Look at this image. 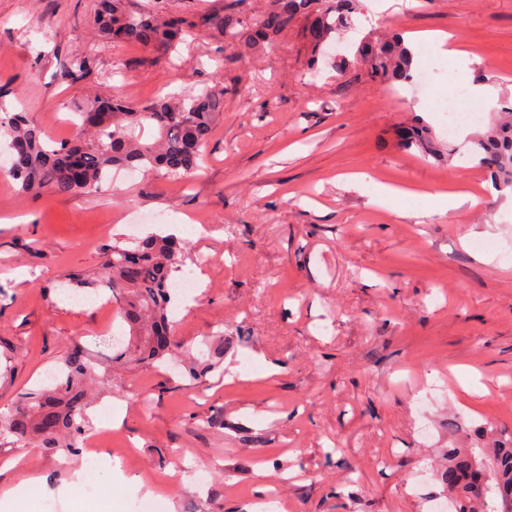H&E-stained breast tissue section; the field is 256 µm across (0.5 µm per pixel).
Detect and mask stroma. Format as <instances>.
I'll return each instance as SVG.
<instances>
[{
	"label": "stroma",
	"instance_id": "obj_1",
	"mask_svg": "<svg viewBox=\"0 0 512 512\" xmlns=\"http://www.w3.org/2000/svg\"><path fill=\"white\" fill-rule=\"evenodd\" d=\"M127 11L170 10L194 22L177 51L103 38L95 0H0V88L54 142L74 137L78 95L140 106L203 85L224 90V114L190 176L110 175L80 195L22 193L0 175V411L43 385L64 352L98 356L128 328L107 289L92 291L113 242L184 224L183 267L205 288L176 315V348L224 339V361L190 385L175 361L113 365L112 444L122 471L106 488L112 512L140 496L151 512H246L265 465L287 477L288 512H429L414 485L435 479L455 439L512 436V192L463 159L427 98L330 58L307 68L304 22L244 63L201 15L234 11L254 23L273 0H123ZM381 0H357L353 28L332 44L352 56L369 34L439 30L468 64L415 43L414 66L486 83L490 111L512 102V0H412L368 23ZM90 68L68 76L75 53ZM429 124L437 156L398 144ZM367 174L366 183L351 175ZM400 188L377 200L376 187ZM469 192L477 205L426 215V194ZM207 233L196 236V225ZM492 255L489 263L476 254ZM438 385H428V378ZM0 438V496L42 478L38 501L96 512L92 491H68L76 471L98 473ZM209 465L207 485L193 470Z\"/></svg>",
	"mask_w": 512,
	"mask_h": 512
}]
</instances>
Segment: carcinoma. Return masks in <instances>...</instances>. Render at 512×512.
<instances>
[{
	"label": "carcinoma",
	"instance_id": "1",
	"mask_svg": "<svg viewBox=\"0 0 512 512\" xmlns=\"http://www.w3.org/2000/svg\"><path fill=\"white\" fill-rule=\"evenodd\" d=\"M122 0H97L100 33L112 41L146 47L174 49L192 29L176 13L146 10L124 12ZM354 0H275V7L254 26L226 13L204 21L221 28L228 44L241 47L251 58L261 45L274 40L298 19L307 20L306 37L316 55L328 52L336 35L350 27ZM414 53L403 37H366L353 58L339 59L335 68L344 74L361 67L371 78L393 86L412 72ZM79 132L70 141L49 144L44 133L24 112L0 106V137L10 151L8 174L26 194L50 192L76 195L99 186L114 167H131L171 175L190 174L199 167L217 119L224 112V91L203 88L191 95H167L141 109L115 98H97L77 104ZM156 129L146 139L144 129ZM403 148L424 156L438 153L428 125L418 121L401 132ZM460 155L487 172L492 183L512 190V107L489 113L484 128L467 136L458 146ZM184 244L170 236L151 234L133 247L112 245L103 266L102 280L120 304L130 339L112 345L109 363H122L136 353L144 361H160L168 353L169 306L172 273L182 266ZM222 349L201 341L198 355L184 365L196 383L216 369ZM100 363L78 345L61 357V366L49 386L31 389L8 412H0V436L21 442L34 440L50 454L70 458L79 453V440L87 427L86 406L91 386L99 390L112 381L99 375ZM441 480L456 512H501L498 497L512 493V437L497 440L492 448L471 445L448 449V465Z\"/></svg>",
	"mask_w": 512,
	"mask_h": 512
}]
</instances>
